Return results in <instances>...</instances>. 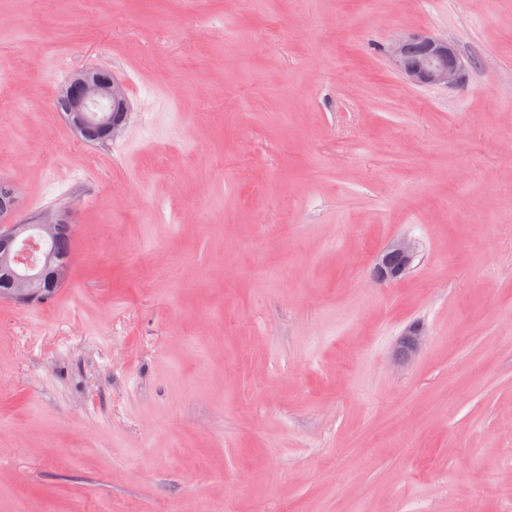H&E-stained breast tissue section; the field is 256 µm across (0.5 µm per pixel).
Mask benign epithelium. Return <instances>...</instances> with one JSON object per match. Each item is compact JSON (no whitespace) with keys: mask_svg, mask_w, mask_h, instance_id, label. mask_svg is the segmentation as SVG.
Wrapping results in <instances>:
<instances>
[{"mask_svg":"<svg viewBox=\"0 0 512 512\" xmlns=\"http://www.w3.org/2000/svg\"><path fill=\"white\" fill-rule=\"evenodd\" d=\"M393 69L418 86L457 88L463 82L465 64L456 48L435 34L402 38L387 48ZM65 119L77 137L92 140H115L125 130L131 108L125 88L114 77L102 78L89 70L77 72L63 88ZM0 195L8 204L0 207V268L7 271L10 288L0 291V301L28 304L47 288H59L69 277L70 264L50 267L49 254L44 260L26 262L21 258L18 243L25 246L48 244L57 237L61 225L72 223V211L46 210L37 215L36 223L21 224L15 220L19 193L8 182L0 183ZM415 256L413 245L398 239L391 242L377 257L372 280L386 285L401 279ZM424 339L420 330L407 332L400 340L397 355L407 359L416 353Z\"/></svg>","mask_w":512,"mask_h":512,"instance_id":"1","label":"benign epithelium"}]
</instances>
